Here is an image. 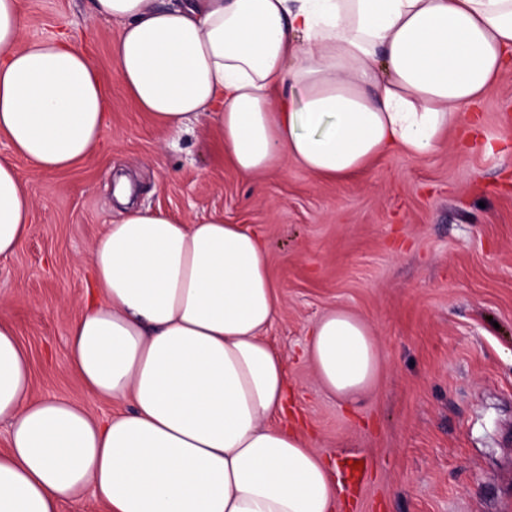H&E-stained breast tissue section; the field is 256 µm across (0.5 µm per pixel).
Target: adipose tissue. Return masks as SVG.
Segmentation results:
<instances>
[{
	"label": "adipose tissue",
	"instance_id": "adipose-tissue-1",
	"mask_svg": "<svg viewBox=\"0 0 512 512\" xmlns=\"http://www.w3.org/2000/svg\"><path fill=\"white\" fill-rule=\"evenodd\" d=\"M119 24L115 69L166 131L215 128L245 178L295 163L325 178L395 150L433 153L463 107L512 66V0H92ZM112 105L69 40L26 39L0 0V134L35 175L90 161ZM91 248L96 300L69 330L89 400L31 397L29 359L0 321V512H60L92 490L107 512H334L329 463L287 417L282 300L254 233L132 203ZM35 200L0 159V259ZM306 353L324 389L361 398L372 329L336 308ZM130 411L96 418V402Z\"/></svg>",
	"mask_w": 512,
	"mask_h": 512
}]
</instances>
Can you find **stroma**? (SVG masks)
I'll list each match as a JSON object with an SVG mask.
<instances>
[{
  "mask_svg": "<svg viewBox=\"0 0 512 512\" xmlns=\"http://www.w3.org/2000/svg\"><path fill=\"white\" fill-rule=\"evenodd\" d=\"M27 38L69 31L112 91L95 160L33 178L36 218L0 260V299L32 369L33 396L80 402L68 329L90 284L88 258L119 221L118 175L140 205L183 220L218 215L262 236L283 301L269 340L287 360L293 409L329 463L370 462L337 512H512V71L479 105L482 133L457 128L432 154L392 152L344 180L296 164L250 181L224 160L213 131L163 133L114 71L119 28L90 18V0H22ZM369 322L380 352L374 387L347 405L326 395L303 352L331 309Z\"/></svg>",
  "mask_w": 512,
  "mask_h": 512,
  "instance_id": "1",
  "label": "stroma"
}]
</instances>
